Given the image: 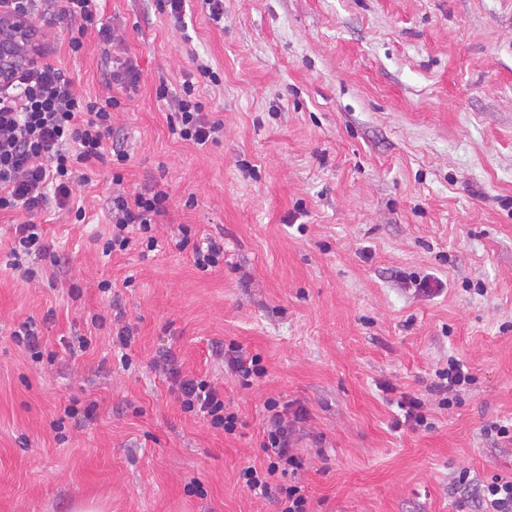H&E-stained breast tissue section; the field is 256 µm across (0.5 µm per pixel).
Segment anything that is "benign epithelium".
<instances>
[{
  "instance_id": "1",
  "label": "benign epithelium",
  "mask_w": 512,
  "mask_h": 512,
  "mask_svg": "<svg viewBox=\"0 0 512 512\" xmlns=\"http://www.w3.org/2000/svg\"><path fill=\"white\" fill-rule=\"evenodd\" d=\"M34 29L20 10L0 8V85L12 81L17 71L35 58Z\"/></svg>"
}]
</instances>
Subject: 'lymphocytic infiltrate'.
Masks as SVG:
<instances>
[{
  "mask_svg": "<svg viewBox=\"0 0 512 512\" xmlns=\"http://www.w3.org/2000/svg\"><path fill=\"white\" fill-rule=\"evenodd\" d=\"M100 39L112 47V68L107 75L111 96L95 101L81 96L75 79L50 63H38L22 71L15 81L0 89V212L22 213L24 222L13 225L11 267L23 278H38L37 269L23 265V257L54 256L44 228L37 222L48 205L74 212L84 220L85 212L75 205L76 190L88 185L92 164L114 157L125 164L129 153L109 151L112 115L120 110L121 94L135 90L140 74L125 58L120 34L108 25H97ZM184 85L182 95L171 98L169 119L172 135L197 146L217 142L224 133L223 120L205 112ZM118 190L109 212L112 235L103 252L126 250L138 241L154 246L155 227L168 211L170 195L159 182L140 190L122 189L120 176H113ZM172 391L183 412L203 418L208 427L235 433L238 417L224 404L220 390L212 383L182 376L170 368ZM265 427L261 447L267 457L265 469L249 466L241 477L253 495L275 503L277 512H311L305 488L294 477L303 461L292 451L295 425L305 417L303 410H289L278 399L264 404Z\"/></svg>",
  "mask_w": 512,
  "mask_h": 512,
  "instance_id": "lymphocytic-infiltrate-1",
  "label": "lymphocytic infiltrate"
}]
</instances>
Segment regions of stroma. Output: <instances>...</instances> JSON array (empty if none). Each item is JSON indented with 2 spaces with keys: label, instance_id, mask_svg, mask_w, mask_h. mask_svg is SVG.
<instances>
[{
  "label": "stroma",
  "instance_id": "1",
  "mask_svg": "<svg viewBox=\"0 0 512 512\" xmlns=\"http://www.w3.org/2000/svg\"><path fill=\"white\" fill-rule=\"evenodd\" d=\"M100 17L140 74L108 142L130 160L94 164L87 223L42 214L60 263L30 259L38 281L9 266L22 214H0V512H276L239 479L264 461L271 397L307 412L292 448L313 512H475L460 471L512 477V441L483 432L512 420V0H224L220 26L189 0L181 29L160 0H101ZM33 25L44 61L104 98L96 30L54 2ZM187 80L224 121L203 148L157 96ZM117 172L165 181L155 251L102 252ZM182 225L223 239V265L198 270ZM29 318L37 360L12 337ZM232 342L266 370L253 386L224 364ZM167 356L223 387L235 434L181 411ZM452 358L472 380L443 394ZM405 395L428 429H392Z\"/></svg>",
  "mask_w": 512,
  "mask_h": 512
}]
</instances>
